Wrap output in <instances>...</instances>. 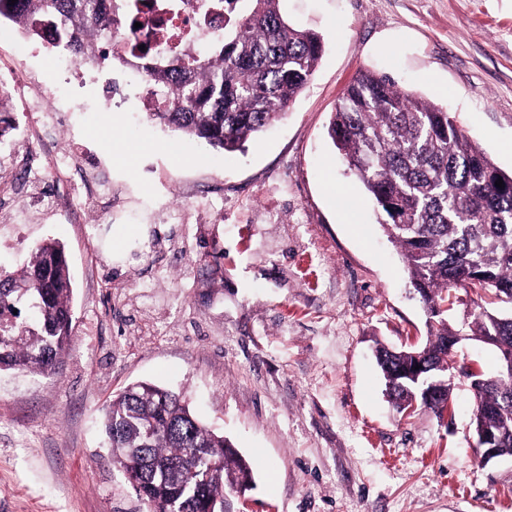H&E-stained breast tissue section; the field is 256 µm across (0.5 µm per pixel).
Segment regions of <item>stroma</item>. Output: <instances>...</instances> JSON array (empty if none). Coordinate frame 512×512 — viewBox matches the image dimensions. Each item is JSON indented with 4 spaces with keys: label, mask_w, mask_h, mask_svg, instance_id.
<instances>
[{
    "label": "stroma",
    "mask_w": 512,
    "mask_h": 512,
    "mask_svg": "<svg viewBox=\"0 0 512 512\" xmlns=\"http://www.w3.org/2000/svg\"><path fill=\"white\" fill-rule=\"evenodd\" d=\"M324 54L288 113L227 153L147 114L129 69L78 81L39 39L0 21V59L44 79L72 115L60 150L116 201L77 200L84 224L14 205L0 265L60 241L73 278L72 345L56 372H0V512H149L103 428L136 382L181 392L253 470L232 512H512V457L475 453L474 391L491 346H457L444 415L401 417L374 347L419 345L427 314L363 185L326 127L360 71L448 107L512 172V0H281ZM399 33L394 42L383 32ZM138 144L134 164L116 159Z\"/></svg>",
    "instance_id": "35a3bbf8"
}]
</instances>
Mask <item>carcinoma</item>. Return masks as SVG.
Masks as SVG:
<instances>
[{"instance_id":"carcinoma-1","label":"carcinoma","mask_w":512,"mask_h":512,"mask_svg":"<svg viewBox=\"0 0 512 512\" xmlns=\"http://www.w3.org/2000/svg\"><path fill=\"white\" fill-rule=\"evenodd\" d=\"M144 7V0H111L106 12L94 0H0V19L36 38L51 32L52 49L85 65L117 61L143 70L152 118L226 152L243 150L286 114L323 55L321 35L290 23L280 0H205V9L224 12L226 31L193 48L80 51L84 30L120 33ZM327 135L382 215L429 319L423 347L376 350L387 395L400 412L416 405L439 414L448 402L453 337L512 352V312L497 307L512 304V174L469 140L448 108L373 71L348 86ZM455 288L478 299L463 330L448 324L445 309ZM72 293L55 240L38 245L21 269L0 268V370H56L71 341ZM418 364L417 377L401 376ZM432 381L441 382L436 398ZM474 395V425L496 431L498 455L512 456V375L494 374ZM105 430L113 464L150 512H224L228 494L253 480L249 462L180 393L127 386L112 396Z\"/></svg>"}]
</instances>
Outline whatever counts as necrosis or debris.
Masks as SVG:
<instances>
[{
  "label": "necrosis or debris",
  "instance_id": "obj_1",
  "mask_svg": "<svg viewBox=\"0 0 512 512\" xmlns=\"http://www.w3.org/2000/svg\"><path fill=\"white\" fill-rule=\"evenodd\" d=\"M147 4L142 19L150 23L151 41L156 45L176 33L189 35L191 42L199 43L224 29L223 16L202 12L200 0H147ZM0 92L15 96V111L27 115L18 125V142L8 143L0 150V155L12 162L14 199L24 201L37 212L57 213L74 224L81 217L68 205L73 195L83 196L101 210H110L111 190L91 178L75 152L53 151L50 132L62 123L63 117L39 81L25 71L10 69L0 76ZM20 143L25 146L21 153L16 150ZM47 162L51 163L57 179V186L51 192L39 186L42 167Z\"/></svg>",
  "mask_w": 512,
  "mask_h": 512
}]
</instances>
